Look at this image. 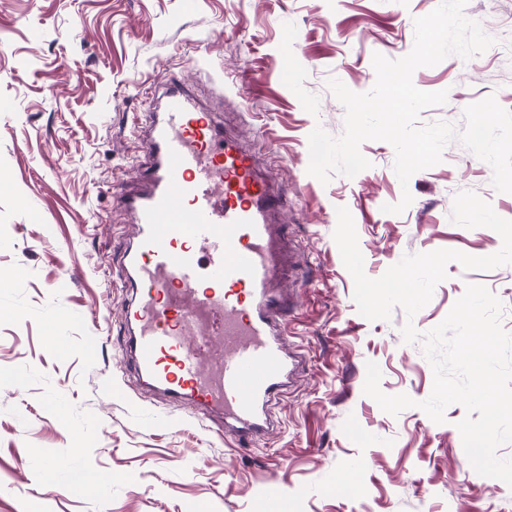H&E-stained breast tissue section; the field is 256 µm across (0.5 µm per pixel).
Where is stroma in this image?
Instances as JSON below:
<instances>
[{"mask_svg": "<svg viewBox=\"0 0 512 512\" xmlns=\"http://www.w3.org/2000/svg\"><path fill=\"white\" fill-rule=\"evenodd\" d=\"M438 3L0 0V512H271L272 477L288 512H512V487L477 474L464 451V407L450 405L442 424L419 409L433 371L401 332L408 321L429 331L480 284L512 333V265L449 263L414 319L398 307L370 321L333 238L347 207L372 278L407 254L487 256L500 236L452 223L453 198L473 191L512 220V194L496 192L490 166L457 142L405 186L383 141L362 144L371 166L355 177L324 184L307 172L313 129H344L328 79L369 91L374 54L406 56L415 18ZM464 13L495 43L414 72L418 89L448 93L422 122L464 128L466 106L491 95L512 111V0H468ZM177 78L270 168L279 221L302 247L280 286L299 295L289 342L303 363L270 407L275 427L244 448L142 390L122 363L121 266L135 228L109 187L136 184L134 129L150 89ZM406 190L405 211L384 212ZM370 361L381 390L416 407L393 416L365 395ZM342 471L355 475L352 492L336 483ZM99 474L103 492L70 490L73 476Z\"/></svg>", "mask_w": 512, "mask_h": 512, "instance_id": "obj_1", "label": "stroma"}]
</instances>
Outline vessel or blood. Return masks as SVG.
<instances>
[{
  "label": "vessel or blood",
  "instance_id": "1",
  "mask_svg": "<svg viewBox=\"0 0 512 512\" xmlns=\"http://www.w3.org/2000/svg\"><path fill=\"white\" fill-rule=\"evenodd\" d=\"M153 98L144 170L119 194L137 228L122 268L134 294L126 354L143 383L245 443L266 428L295 362L286 340L297 304L278 286L282 194L184 82Z\"/></svg>",
  "mask_w": 512,
  "mask_h": 512
}]
</instances>
